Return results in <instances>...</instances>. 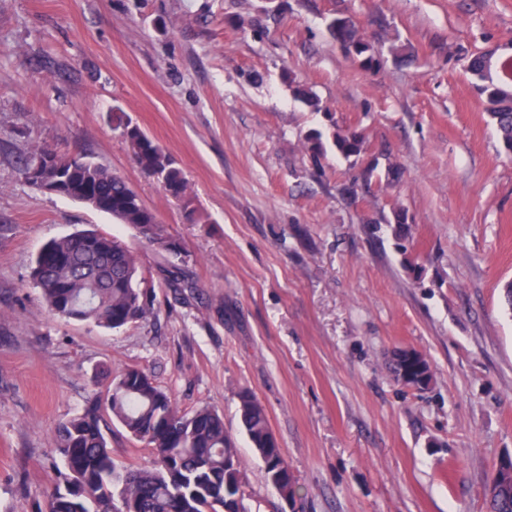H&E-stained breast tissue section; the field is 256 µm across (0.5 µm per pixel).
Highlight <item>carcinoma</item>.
I'll list each match as a JSON object with an SVG mask.
<instances>
[{
    "mask_svg": "<svg viewBox=\"0 0 512 512\" xmlns=\"http://www.w3.org/2000/svg\"><path fill=\"white\" fill-rule=\"evenodd\" d=\"M338 13L326 20V30L336 45L362 46L366 71L380 67L375 43L355 22L336 26ZM485 54L472 55L466 71L472 76L479 96L495 126L502 149L512 155V97L503 84L486 79ZM112 124L121 130L137 166L156 178L165 192L180 202L187 217L194 215L188 181L169 153L132 124L123 112L112 113ZM306 148L319 156L326 153L323 134L309 133ZM332 146L346 159L364 160L368 150L365 136L356 131L335 132ZM41 168V177L57 180L66 197L78 201L89 196L97 211L112 216L133 232V238L164 256L186 263L183 244L167 225L147 208L126 180L88 156L65 155L45 146L34 147L20 166L25 181L33 187L29 173ZM47 312L56 318L116 330L145 319L154 311V300L144 277L141 255L127 241L82 229L52 238L39 251L30 272ZM392 376L407 369L415 381L429 388L431 368L404 366L398 354L389 364ZM241 426L264 465L269 484L282 482L290 497L296 496V481L279 443L271 441L263 404L250 392L238 394ZM108 414L132 437L146 444L148 462L118 470L112 448L103 433V414ZM65 472L48 497L47 512H117L114 488H119L123 506L135 512H246L243 506L245 473L224 419L214 409L200 406L182 410L166 391L143 370L121 368L112 376L104 398H94L84 412L61 423L55 437ZM489 512H512V488H497L486 496Z\"/></svg>",
    "mask_w": 512,
    "mask_h": 512,
    "instance_id": "cac0c4a2",
    "label": "carcinoma"
}]
</instances>
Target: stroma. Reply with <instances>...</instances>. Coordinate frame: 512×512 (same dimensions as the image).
<instances>
[{
  "label": "stroma",
  "instance_id": "1",
  "mask_svg": "<svg viewBox=\"0 0 512 512\" xmlns=\"http://www.w3.org/2000/svg\"><path fill=\"white\" fill-rule=\"evenodd\" d=\"M343 8L380 70L329 38ZM474 50L512 55V0H0V512H43L58 425L128 366L182 409L223 414L247 512L283 503L241 427L242 391L266 408L302 512H487L512 452V157L463 67ZM118 110L183 169L194 220L133 161ZM334 129L363 132L402 178L364 182L332 149L313 160L306 134ZM36 145L121 175L182 241L192 288L145 248L151 317H49L28 279L42 245L131 233L31 187L18 159ZM398 348L429 360V390L394 381ZM104 432L118 466L148 458L118 423Z\"/></svg>",
  "mask_w": 512,
  "mask_h": 512
}]
</instances>
